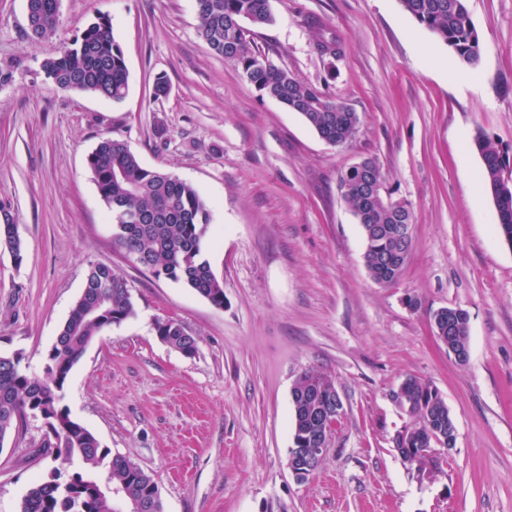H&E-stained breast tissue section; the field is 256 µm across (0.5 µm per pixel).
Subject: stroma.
Segmentation results:
<instances>
[{"label":"stroma","instance_id":"35a3bbf8","mask_svg":"<svg viewBox=\"0 0 512 512\" xmlns=\"http://www.w3.org/2000/svg\"><path fill=\"white\" fill-rule=\"evenodd\" d=\"M256 49L361 117L328 144L260 95L200 38L195 0H61L59 25L28 35L26 0H0V216L24 244L0 251V355L39 370L80 296L87 270L127 280L133 317L95 336L61 403L112 453L157 483L166 512H512V246L471 141L512 147V0H469L482 56L463 67L399 0H271ZM107 17L127 67L113 102L55 88L41 62ZM338 39L340 57L317 43ZM166 77L167 95L154 94ZM140 162L192 183L211 223L202 257L224 284L215 308L155 277L114 242L87 164L105 137ZM377 159L414 215L401 278L364 265L341 172ZM442 307L469 314V359L434 336ZM172 319L198 340L163 343ZM330 375L345 413L319 467L291 473L292 389ZM409 376L445 398L457 424L447 465L419 482L395 448L408 423L392 392ZM55 438L27 418L0 443V512H19L47 475Z\"/></svg>","mask_w":512,"mask_h":512}]
</instances>
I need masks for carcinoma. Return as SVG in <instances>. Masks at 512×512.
<instances>
[{
  "label": "carcinoma",
  "mask_w": 512,
  "mask_h": 512,
  "mask_svg": "<svg viewBox=\"0 0 512 512\" xmlns=\"http://www.w3.org/2000/svg\"><path fill=\"white\" fill-rule=\"evenodd\" d=\"M28 23L34 39L45 38L58 24L55 0H29ZM421 27L445 43L465 67L481 62V44L472 21L468 0H400ZM199 35L211 51L241 70L261 96L274 99L299 113L316 133L333 146H343L356 135L360 116L345 101L306 84L265 59L249 41L248 26L274 22L270 0H196ZM46 78L62 91L89 93L115 102L126 94L127 69L123 52L112 36L108 19L91 23L74 43L43 60ZM472 146L482 159V176L499 215L502 239L512 246V156L489 135L476 132ZM98 191L112 224L134 219L129 233L116 232V243L140 265L180 282L224 308V285L201 256V243L210 209L191 183L172 174L144 167L126 143L105 138L88 155ZM377 185L373 197L365 185ZM338 191L360 224L365 240L363 254L370 277L390 284L403 274L406 259L388 263L401 248L395 229L413 223L405 201L393 197L376 159L367 157L341 172ZM22 263L24 245L16 225L0 224V249ZM85 295L78 298L60 330V342L46 359L40 374L23 370L20 364L0 356V442L36 407L48 414L57 442L47 479L32 486L20 503L19 512H116L111 489L118 488L129 501L153 503L160 495L153 477L124 456L111 453L86 427L73 420L60 406L61 391L74 365L89 342L103 329L119 325L135 315L127 280L112 267L90 266ZM441 335L437 339L452 350H466L469 315L463 309L433 312ZM157 335L173 349H197V339L173 320L159 322ZM330 378L302 373L293 389L292 421L297 438L294 446L324 421L320 415L329 394ZM410 418L422 426L411 439L414 448H429L434 441L455 446L456 435L448 431V404L430 384L408 376L400 386ZM79 467L71 469L74 461Z\"/></svg>",
  "instance_id": "1"
}]
</instances>
